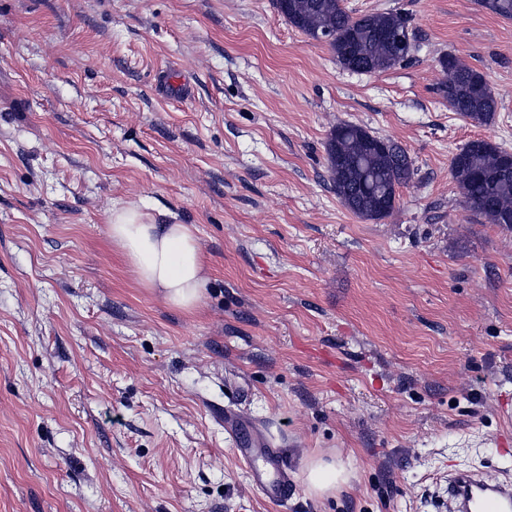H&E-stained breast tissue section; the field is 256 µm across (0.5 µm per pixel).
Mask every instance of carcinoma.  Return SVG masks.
Returning <instances> with one entry per match:
<instances>
[{"mask_svg":"<svg viewBox=\"0 0 512 512\" xmlns=\"http://www.w3.org/2000/svg\"><path fill=\"white\" fill-rule=\"evenodd\" d=\"M289 24L313 38L329 31L336 35L330 49L342 68L383 72L410 60L396 37L409 29L400 13H371L353 17L340 0H274ZM493 14L512 18V0H481ZM446 74L438 92L451 111L479 124H489L497 111V98L485 76L458 57L439 59ZM377 136L356 124L334 128L326 143L328 168L336 195L354 215L380 220L394 208L397 189L415 175L411 158L389 139L383 149L373 147ZM512 153L487 140L466 144L452 159L450 171L464 206L505 230H512V173L504 168Z\"/></svg>","mask_w":512,"mask_h":512,"instance_id":"1","label":"carcinoma"}]
</instances>
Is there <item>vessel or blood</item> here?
<instances>
[{
    "label": "vessel or blood",
    "instance_id": "vessel-or-blood-1",
    "mask_svg": "<svg viewBox=\"0 0 512 512\" xmlns=\"http://www.w3.org/2000/svg\"><path fill=\"white\" fill-rule=\"evenodd\" d=\"M233 437L235 452L249 467L253 486L270 501L286 505L291 497V479L279 449L248 429H234ZM448 501L455 504L457 512H512V483H491L462 471L448 483Z\"/></svg>",
    "mask_w": 512,
    "mask_h": 512
}]
</instances>
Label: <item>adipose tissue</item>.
<instances>
[{
  "label": "adipose tissue",
  "mask_w": 512,
  "mask_h": 512,
  "mask_svg": "<svg viewBox=\"0 0 512 512\" xmlns=\"http://www.w3.org/2000/svg\"><path fill=\"white\" fill-rule=\"evenodd\" d=\"M113 247L125 258L137 283L160 291L172 306L189 313L200 309L208 270L192 226L159 224L129 205L113 207L108 224ZM309 492L332 496L348 482L341 463L315 458L306 464Z\"/></svg>",
  "instance_id": "obj_1"
}]
</instances>
